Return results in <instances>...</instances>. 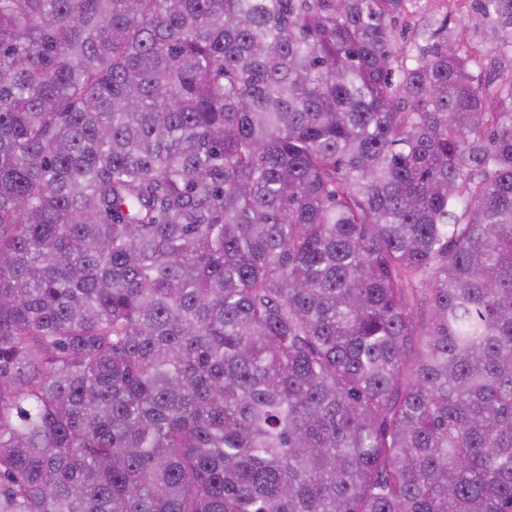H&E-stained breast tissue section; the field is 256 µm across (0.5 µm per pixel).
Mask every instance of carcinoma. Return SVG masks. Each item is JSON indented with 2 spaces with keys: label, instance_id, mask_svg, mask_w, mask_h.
<instances>
[{
  "label": "carcinoma",
  "instance_id": "obj_1",
  "mask_svg": "<svg viewBox=\"0 0 512 512\" xmlns=\"http://www.w3.org/2000/svg\"><path fill=\"white\" fill-rule=\"evenodd\" d=\"M420 2L0 0V512H512V68Z\"/></svg>",
  "mask_w": 512,
  "mask_h": 512
}]
</instances>
